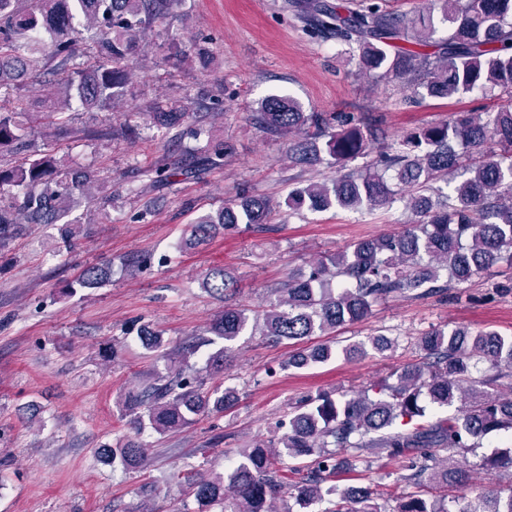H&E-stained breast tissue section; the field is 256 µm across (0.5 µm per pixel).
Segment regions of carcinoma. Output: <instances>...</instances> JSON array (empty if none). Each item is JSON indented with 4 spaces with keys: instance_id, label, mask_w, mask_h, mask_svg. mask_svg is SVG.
Listing matches in <instances>:
<instances>
[{
    "instance_id": "cac0c4a2",
    "label": "carcinoma",
    "mask_w": 512,
    "mask_h": 512,
    "mask_svg": "<svg viewBox=\"0 0 512 512\" xmlns=\"http://www.w3.org/2000/svg\"><path fill=\"white\" fill-rule=\"evenodd\" d=\"M172 0H0V90L39 84L49 91L51 116L71 112L76 99L87 112L110 111L130 92V69L138 35L166 15ZM389 0H357L356 8L305 0L300 5L309 31L333 37L358 51L368 75L406 79L424 99L461 98L480 91L501 101L482 119L457 112L444 123L418 128L390 139L381 120L350 112H304L291 98L269 97L252 114L256 125L288 138V156L298 164L321 162L318 141L339 172L323 182L311 181L288 194V213L339 206L359 209L392 203L385 172L406 189L405 207L415 219L398 235L360 239L350 248L315 260L305 277L288 275L275 289L276 302L249 319L226 305L212 319L208 333L224 339L209 357L213 372H224V353L247 328L273 342L301 343L346 323L362 321L372 307L389 297L446 295L452 284L466 283L502 266L512 269V0H431L416 16L387 8ZM447 26L435 37L434 13ZM29 100L15 97L0 106V156H23L20 164L0 163V252L22 224H57L81 201L91 205L96 190L108 182L79 168L62 169L49 151L35 149L32 129L22 117ZM183 112L163 108L152 113L159 125L173 129ZM379 150L383 170L370 165L344 171L347 162ZM229 146L209 147L200 158L155 169L159 180L186 175L199 166L223 165ZM467 174L444 197L434 184L457 171ZM269 199L241 192L193 225L189 247L205 241L219 227L247 224L271 231ZM448 273L438 284L440 269ZM109 274L89 265L78 281L96 288ZM202 288L226 301L237 291L236 279L222 266L211 268ZM143 355L164 346L163 333L148 325L138 329ZM418 344L423 361L400 369L394 381L383 379L357 396L306 395L288 414V432L276 442H257L242 449L230 472L189 482V492L217 512H277L274 501L287 486L282 457L299 474L290 485L296 501L308 506L321 499L322 488L366 452L405 462L399 476L403 492L396 512H447L440 492L470 481L467 461L455 454L477 448L491 433H512V336L465 327L430 329ZM332 357L328 346L299 351L287 366L304 368ZM166 373L141 375L127 391L122 411L138 430L159 435L181 431L205 413H222L235 400L232 390L208 388L187 371L185 357L167 355ZM489 364L476 378L475 366ZM511 392L504 398L502 390ZM458 413L426 419V405ZM405 429L395 431L396 424ZM107 463L126 468L146 465L140 443H122L104 454ZM483 468L512 474V448L482 460ZM324 512H384L368 486L348 485ZM457 512H512L507 494L481 491Z\"/></svg>"
}]
</instances>
